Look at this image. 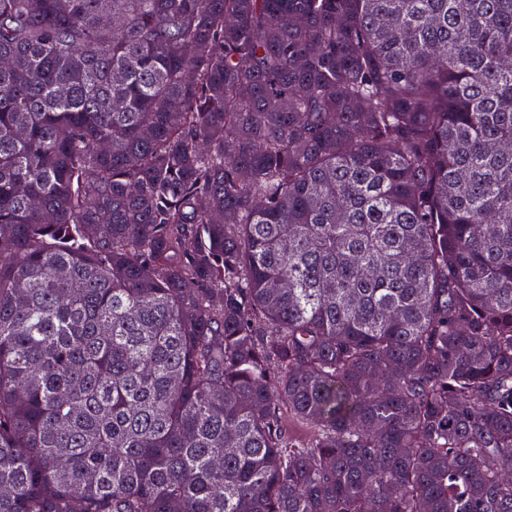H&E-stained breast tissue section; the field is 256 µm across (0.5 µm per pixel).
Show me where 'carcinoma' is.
Returning a JSON list of instances; mask_svg holds the SVG:
<instances>
[{
	"mask_svg": "<svg viewBox=\"0 0 512 512\" xmlns=\"http://www.w3.org/2000/svg\"><path fill=\"white\" fill-rule=\"evenodd\" d=\"M0 60V512H512V0H0Z\"/></svg>",
	"mask_w": 512,
	"mask_h": 512,
	"instance_id": "carcinoma-1",
	"label": "carcinoma"
}]
</instances>
